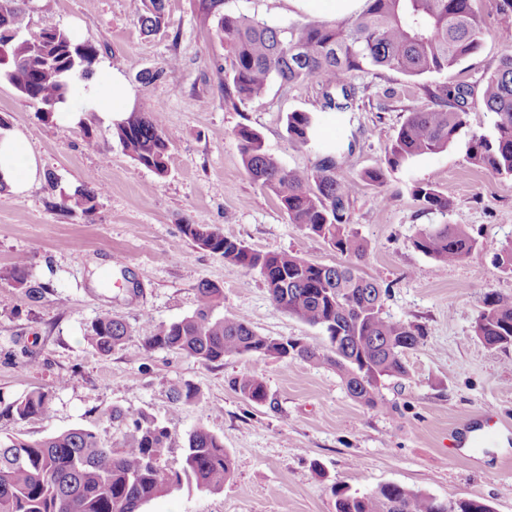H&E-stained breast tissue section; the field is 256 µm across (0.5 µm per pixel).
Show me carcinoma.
Segmentation results:
<instances>
[{
	"instance_id": "1",
	"label": "carcinoma",
	"mask_w": 512,
	"mask_h": 512,
	"mask_svg": "<svg viewBox=\"0 0 512 512\" xmlns=\"http://www.w3.org/2000/svg\"><path fill=\"white\" fill-rule=\"evenodd\" d=\"M21 0H0V80L36 105L48 119L75 91V82L89 78L99 61V49L79 42L73 34L46 21L28 38L13 27ZM474 0H365L364 7L342 20L275 25L223 11L224 0H198V10L216 20L215 36L231 57L225 71L232 98H261L271 81L285 85L318 78L324 112H348L357 95L352 79L365 70L395 71L413 78L451 75L477 55L483 43L482 21ZM138 21L146 33L165 26V0H142ZM427 107L410 110L406 121L387 146L384 162L366 170L362 178L382 186L388 175L418 157L448 149L467 127L471 89L452 81L422 85ZM481 104L493 117L490 136L474 134L468 141V162L497 175L512 176V51L486 73ZM160 109L131 112L112 128L123 151L138 165L162 177L168 170L169 146L159 118ZM288 136L318 148L314 167H284L268 155L259 134L247 127L236 136L244 167L251 179L271 192L293 224L304 226L350 258L333 266L310 262L290 253L260 252L224 236L209 224H183L181 233L198 248L263 277L273 305L301 321L320 328L327 344L299 338L261 335L231 311L216 310L224 291L202 281L196 287L197 307L192 315L170 323L146 320L142 350L185 354L205 365L230 356L300 360L336 368L347 393L358 403L378 405V385L385 378L407 375L406 354L425 333L413 323L383 316L387 289L375 279L359 275L355 262L364 245L351 229L349 184L336 176L339 154L318 147L314 113L290 112ZM413 197L425 211L447 212L452 201L431 182L416 183ZM102 189L81 185L61 192L60 207L84 217L97 209ZM414 246L442 264L460 263L478 246L463 224H428L420 228ZM30 258L18 256L0 268V281L26 290L34 301L46 287L30 280ZM132 336L126 320L117 314L94 319L86 329L88 343L108 355ZM476 336L489 348L512 346V297L490 293L476 321ZM231 387L247 402L264 405L269 395L257 376L242 374ZM179 404L200 399L196 387L178 383L171 389ZM51 392L34 390L6 406L19 420L46 417ZM114 423L128 429L120 443L106 442L86 429H72L39 440L18 437L0 440V512H143L142 507L182 485L217 491L234 477L235 464L224 441L204 427L191 430L184 441L179 469L161 465L171 447V432L151 414H127L114 408ZM335 512H490L480 499H439L418 490L386 483L364 493L334 488Z\"/></svg>"
}]
</instances>
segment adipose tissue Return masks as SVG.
<instances>
[{
  "label": "adipose tissue",
  "instance_id": "ef3b65f1",
  "mask_svg": "<svg viewBox=\"0 0 512 512\" xmlns=\"http://www.w3.org/2000/svg\"><path fill=\"white\" fill-rule=\"evenodd\" d=\"M135 92L123 73L109 62L96 65L93 74L80 84L78 98L68 99L56 114L59 123L77 124L84 111L96 112L102 123L114 125L133 111ZM42 168L32 155L26 137L18 130L0 128V184L10 191H26L41 175Z\"/></svg>",
  "mask_w": 512,
  "mask_h": 512
}]
</instances>
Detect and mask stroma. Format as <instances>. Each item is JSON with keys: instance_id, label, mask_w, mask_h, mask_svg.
Wrapping results in <instances>:
<instances>
[{"instance_id": "obj_1", "label": "stroma", "mask_w": 512, "mask_h": 512, "mask_svg": "<svg viewBox=\"0 0 512 512\" xmlns=\"http://www.w3.org/2000/svg\"><path fill=\"white\" fill-rule=\"evenodd\" d=\"M167 26L150 34L137 21L133 0H27L19 36L53 20L95 44L101 59L120 69L136 92L137 110L161 104L169 141L168 173L137 165L96 113L94 129L37 118L34 107L0 81V118L26 136L44 175L23 194L0 191V267L21 254L31 260L30 278L45 284L40 301L0 282V402L8 404L37 388L53 392L51 413L25 421L0 416V437L38 440L71 429L118 442L123 431L107 413L146 411L165 424L173 446L164 464L180 468L183 441L197 426L221 437L235 475L216 492L184 488L148 503L144 512H335L332 486L370 492L395 483L440 499L478 498L491 512H512V347L491 349L475 334L486 294L512 296V273L493 256L512 241V177L470 165V132L490 133L483 107L470 115L469 132L448 150L425 155L377 188L361 178L379 165L410 109L423 105L417 80L386 71L356 74L361 92L351 111H321V82H272L264 97L232 105L219 74L225 52L212 20L197 0H165ZM485 39L481 51L452 79L480 91L487 69L512 49V30L500 26L497 0H475ZM228 13L270 23H306L287 0H224ZM155 73L144 83V73ZM319 116L325 144L353 142L337 177L353 187L352 228L367 246L360 275L388 285L383 314L423 328L425 340L406 356L408 375L379 387L381 404L353 401L335 369L295 360L228 357L204 365L158 350L143 357L133 336L111 354L91 348L86 326L106 313L122 315L133 329L145 319L171 322L191 315L196 287L207 280L224 290V307L260 334L321 341L322 332L278 310L258 272L224 262L183 238L184 222L219 227L225 236L261 252H286L323 264L341 257L321 238L291 223L279 201L247 174L235 136L246 126L264 150L288 168L309 169L316 153L289 138L286 116ZM60 185L103 189L92 217L59 209ZM432 182L453 206L423 211L411 194ZM428 224H465L479 239L462 263L442 264L418 251L413 240ZM261 378L270 405L245 401L230 378ZM67 386H60V379ZM198 388V403L174 404L170 384ZM494 411L507 429L495 445L457 447L463 423Z\"/></svg>"}]
</instances>
